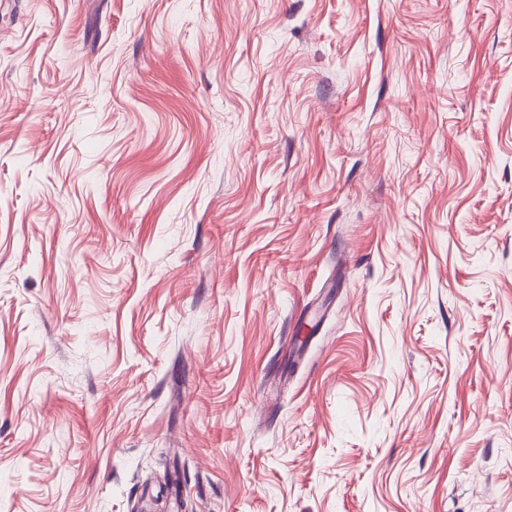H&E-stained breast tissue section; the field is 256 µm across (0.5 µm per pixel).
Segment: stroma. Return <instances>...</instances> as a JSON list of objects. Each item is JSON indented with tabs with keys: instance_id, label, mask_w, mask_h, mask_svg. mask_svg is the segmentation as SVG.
<instances>
[{
	"instance_id": "stroma-1",
	"label": "stroma",
	"mask_w": 512,
	"mask_h": 512,
	"mask_svg": "<svg viewBox=\"0 0 512 512\" xmlns=\"http://www.w3.org/2000/svg\"><path fill=\"white\" fill-rule=\"evenodd\" d=\"M512 512V0H0V512Z\"/></svg>"
}]
</instances>
